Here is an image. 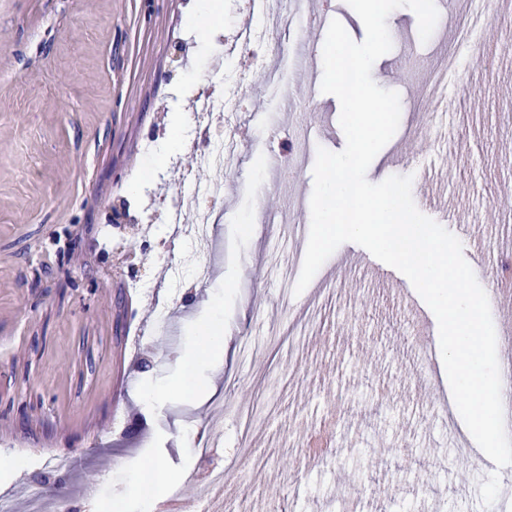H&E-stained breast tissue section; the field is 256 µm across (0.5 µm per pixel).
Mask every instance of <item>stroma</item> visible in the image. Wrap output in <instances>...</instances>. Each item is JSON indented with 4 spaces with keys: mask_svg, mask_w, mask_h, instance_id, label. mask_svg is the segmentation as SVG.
I'll return each mask as SVG.
<instances>
[{
    "mask_svg": "<svg viewBox=\"0 0 512 512\" xmlns=\"http://www.w3.org/2000/svg\"><path fill=\"white\" fill-rule=\"evenodd\" d=\"M199 0H0V492L15 512L32 498L56 512H156L186 490L220 512L225 495L248 512H512L507 478L492 463L460 458L461 438L419 396L445 378L436 319L422 321L417 292L362 246L340 245L302 294L288 267L290 237L307 245L318 148L341 151L340 103L322 93L323 45L301 34L285 85L253 80L241 129L243 161L228 180L224 219L195 281L168 264L189 243L168 225L151 237L111 220L138 198L132 179L155 167L166 194L179 187L166 160L141 149L150 132H186L182 108L161 112L169 90L206 81L208 35ZM459 10L450 0L428 41L415 13L391 12V50L372 78L399 93L401 119L366 172L371 183L427 172L413 192L449 208L481 241L478 281L512 322V19L489 11L482 40L448 93L460 111L424 133L422 87L451 48ZM287 214V223L276 217ZM155 284L153 298L127 286ZM168 305L166 336L144 344L156 301ZM224 319L220 366L199 354L196 334L214 310ZM261 363H253L252 346ZM193 359L180 387L179 356ZM222 420L221 448L196 459L192 429ZM330 425L336 455L309 463L297 436ZM265 453L254 471L247 449ZM167 470L165 489L144 499L141 472Z\"/></svg>",
    "mask_w": 512,
    "mask_h": 512,
    "instance_id": "stroma-1",
    "label": "stroma"
}]
</instances>
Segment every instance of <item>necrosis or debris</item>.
<instances>
[{
	"label": "necrosis or debris",
	"instance_id": "obj_1",
	"mask_svg": "<svg viewBox=\"0 0 512 512\" xmlns=\"http://www.w3.org/2000/svg\"><path fill=\"white\" fill-rule=\"evenodd\" d=\"M495 4L504 17L512 15V0H460L461 21L454 47L434 69L425 94L436 103L438 111L455 114V102L447 94L449 72L458 70L469 50L482 36L483 17L487 4ZM257 23L234 26L230 33L215 32L211 50L229 58L246 55L247 70H211L207 84L188 98V110L193 124L189 144L199 164L213 169L215 178L200 180L186 172L181 190L171 200L163 202L158 216H132L141 235H150L155 223L171 224L179 238L202 248L210 247L212 238L202 235L203 227L217 223L224 213V175L236 170L241 163L238 136L246 89L253 79L281 83L284 72L271 65L269 56L275 40L287 39L297 45L298 35L310 22L299 7L289 6L288 0H248Z\"/></svg>",
	"mask_w": 512,
	"mask_h": 512
}]
</instances>
